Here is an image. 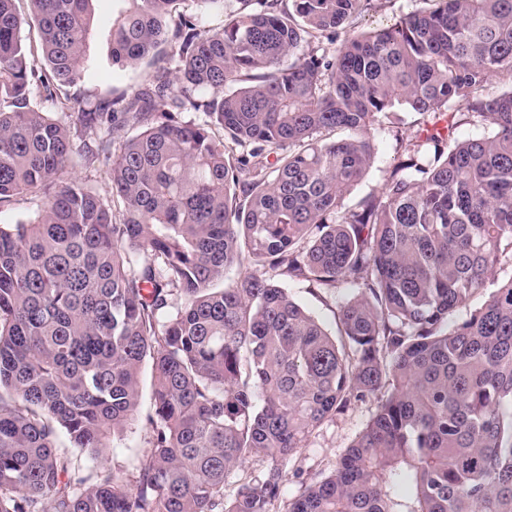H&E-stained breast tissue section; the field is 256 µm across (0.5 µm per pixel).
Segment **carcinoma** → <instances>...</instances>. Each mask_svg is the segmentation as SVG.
I'll use <instances>...</instances> for the list:
<instances>
[{
  "label": "carcinoma",
  "mask_w": 512,
  "mask_h": 512,
  "mask_svg": "<svg viewBox=\"0 0 512 512\" xmlns=\"http://www.w3.org/2000/svg\"><path fill=\"white\" fill-rule=\"evenodd\" d=\"M16 2L0 207L40 204L0 225V512H273L298 449L371 399L287 512H512V275L454 317L512 266V0H427L345 38L371 0H191L173 23L182 0H126L112 62L153 71L78 106L57 91L84 76L95 0ZM402 108L422 128L348 202ZM461 121L483 134L455 139ZM100 166L110 200L76 175ZM289 282L351 291L337 334ZM147 359V458L130 489L88 485L81 457L133 421ZM260 454L263 477L224 498Z\"/></svg>",
  "instance_id": "carcinoma-1"
}]
</instances>
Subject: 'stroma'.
<instances>
[{
    "label": "stroma",
    "mask_w": 512,
    "mask_h": 512,
    "mask_svg": "<svg viewBox=\"0 0 512 512\" xmlns=\"http://www.w3.org/2000/svg\"><path fill=\"white\" fill-rule=\"evenodd\" d=\"M122 6V0H95V20L86 51V76L78 84L64 88V95L81 101L116 98L129 95L144 84L149 73L148 66L132 69L112 62V16ZM422 6V0H378L376 8L363 12L356 24L359 30L371 31L393 24L400 17L421 9ZM418 128L419 117L415 113L399 110L380 115L375 131L376 162L353 190V197L358 198L381 189L386 171L398 159L397 135L407 136L415 133ZM140 379L139 406L135 422L124 435L115 437L109 447L101 449L99 458H92L88 453L83 455L84 477L96 478L99 469L103 467L123 485L132 484L137 476L148 454L152 436V427L147 420L152 407L150 366H143ZM374 410L375 405L370 402L321 425L290 463L292 474L288 476L277 504L279 512H285L288 503L301 493L303 484L320 480L334 472L341 457L366 426Z\"/></svg>",
    "instance_id": "obj_1"
}]
</instances>
